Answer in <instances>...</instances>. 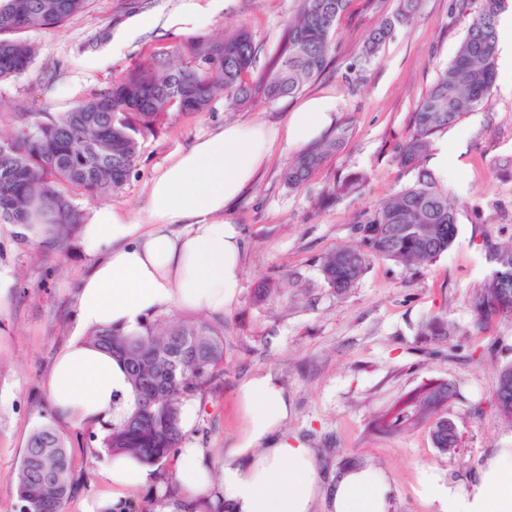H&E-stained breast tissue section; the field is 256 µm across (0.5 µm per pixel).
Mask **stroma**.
Segmentation results:
<instances>
[{
	"instance_id": "35a3bbf8",
	"label": "stroma",
	"mask_w": 512,
	"mask_h": 512,
	"mask_svg": "<svg viewBox=\"0 0 512 512\" xmlns=\"http://www.w3.org/2000/svg\"><path fill=\"white\" fill-rule=\"evenodd\" d=\"M181 0H89L65 26L25 32L37 56L21 76L0 81V134L21 112L55 116L77 101L106 90L151 57L175 53L189 38L248 30L258 48L257 67L275 56L297 0H201L204 27L167 26ZM397 0H350L332 37L333 52L322 73L299 92L273 102L262 99L233 112L215 99L203 112L170 113L146 135L124 189L105 198H77L84 211L103 205L148 224V184L159 167L199 138L230 121L283 124L312 97L333 100V127L348 135L336 153L303 186L284 185L282 170L297 153L277 144L254 183L224 209L240 230L244 251L241 288L225 309L224 374L194 397L185 445L221 461L244 421L236 391L256 373L272 374L288 392L289 434L312 448L320 474L335 475L353 459L381 469L393 488L392 512H432L415 493L427 468L444 484L473 477L491 449L512 447V423L496 412L493 392L499 370L512 365V320L478 329L472 294L490 273L488 246L512 241V179L496 166L512 159V72L500 69L490 98L478 110L436 134L433 148H448L445 185L458 212L457 237L420 272L373 260L360 282L340 296L320 271L322 257L355 244L354 224L414 179L396 154L411 133L410 117L421 96L453 58L468 21L450 15L449 0H421L414 24L394 32L370 64L359 62L370 31ZM142 17L156 26L132 31ZM365 174L360 192L321 202L328 187ZM15 226L0 224V512H18L15 476L27 440L53 423L65 438L74 467L90 477L65 512L109 497L95 456L102 425L76 427L53 409L45 381L57 352L75 334V300L81 276L92 265L82 239L64 253L36 252L22 244ZM283 286L281 296L257 303L260 282ZM445 315L456 330L448 337L419 336L425 319ZM448 381L456 395L447 408L462 443L441 454L427 426L405 433L374 430L377 416L426 383ZM174 471L166 463L151 482L129 490L132 512H156L181 493L169 492Z\"/></svg>"
}]
</instances>
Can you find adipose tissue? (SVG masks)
Masks as SVG:
<instances>
[{"label":"adipose tissue","mask_w":512,"mask_h":512,"mask_svg":"<svg viewBox=\"0 0 512 512\" xmlns=\"http://www.w3.org/2000/svg\"><path fill=\"white\" fill-rule=\"evenodd\" d=\"M334 108L330 99H312L284 124L228 123L198 139L153 178L149 227L142 233L115 210L92 211L82 231L87 250L95 253L107 240L116 247L83 277L76 297L78 334L58 352L46 380L58 414L85 426L133 410L123 367L88 344L84 331L134 330L148 315L169 308L223 314L241 286L244 249L240 231L224 217L225 206L253 181L276 143L302 148L319 139ZM238 399L245 427L220 466L200 449L181 452L176 478L185 503L209 496L224 512H313L321 499L328 512H390L392 488L382 470L349 466L335 480L323 481L311 448L283 430L288 397L272 375L245 381ZM102 474L112 495L88 502L85 512H106L151 479L150 469L129 456L109 461ZM416 492L436 512H512V448L493 449L464 485L447 486L421 471Z\"/></svg>","instance_id":"ef3b65f1"}]
</instances>
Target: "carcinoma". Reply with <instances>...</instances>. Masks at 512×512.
Segmentation results:
<instances>
[{
    "instance_id": "cac0c4a2",
    "label": "carcinoma",
    "mask_w": 512,
    "mask_h": 512,
    "mask_svg": "<svg viewBox=\"0 0 512 512\" xmlns=\"http://www.w3.org/2000/svg\"><path fill=\"white\" fill-rule=\"evenodd\" d=\"M87 0H0V81L25 73L36 47L18 38L29 30L58 28L85 8ZM347 0H299L288 21L279 52L260 72L254 70L256 46L244 29L190 46L186 56L138 64L105 92L47 121H24L0 135V224L20 228L19 237L37 249L61 253L79 236L84 211L76 196L97 199L120 191L140 151L139 136L172 112H203L217 95L229 110L257 97L276 101L298 92L327 65L331 37ZM420 0H398L394 12L363 44L361 62L369 64L397 28L414 22ZM509 0H482L471 17L454 58L419 100L410 117L413 132L397 162L417 171L414 182L392 194L355 228L357 243L321 261L325 282L339 295L362 279L374 259L409 270L448 251L458 218L448 192L421 160L432 137L474 112L495 82L499 17ZM346 135L302 149L285 167L284 184L298 188L336 152ZM492 270L471 297L477 325L512 319V243L488 249ZM454 324L443 316L427 319L419 335L449 336ZM89 340L122 362L135 399L129 416L106 425L100 447L110 456L132 454L149 466H162L182 447L183 401L201 394L223 375L224 325L174 314L146 320L126 332L103 328ZM451 383L424 385L375 420L384 433L403 434L428 423L435 448L451 454L461 435L445 411L454 398ZM494 402L512 421V365L499 371ZM82 478L74 472L64 439L50 423L30 436L16 475L19 512H64Z\"/></svg>"
}]
</instances>
